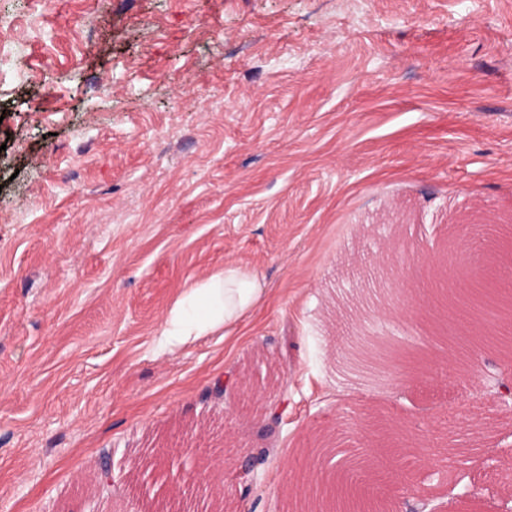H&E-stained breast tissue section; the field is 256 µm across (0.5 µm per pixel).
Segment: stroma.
<instances>
[{"label": "stroma", "instance_id": "1", "mask_svg": "<svg viewBox=\"0 0 512 512\" xmlns=\"http://www.w3.org/2000/svg\"><path fill=\"white\" fill-rule=\"evenodd\" d=\"M0 26V512H170L138 487L155 458L206 483L194 449L259 444L224 512H287L323 430L409 472L367 482L388 512H503L512 363L470 357L477 326L454 335L417 281L382 306L369 283L391 245L459 280L448 239L512 257V0H0ZM228 262L267 302L163 352L168 308ZM357 332L429 353L423 375L349 380ZM251 363L264 438L238 409ZM376 415L425 450L394 456Z\"/></svg>", "mask_w": 512, "mask_h": 512}]
</instances>
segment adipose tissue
<instances>
[{"label": "adipose tissue", "mask_w": 512, "mask_h": 512, "mask_svg": "<svg viewBox=\"0 0 512 512\" xmlns=\"http://www.w3.org/2000/svg\"><path fill=\"white\" fill-rule=\"evenodd\" d=\"M267 292L260 275L227 264L189 284L166 312L160 345L168 352L203 336L231 333L263 301Z\"/></svg>", "instance_id": "obj_1"}]
</instances>
